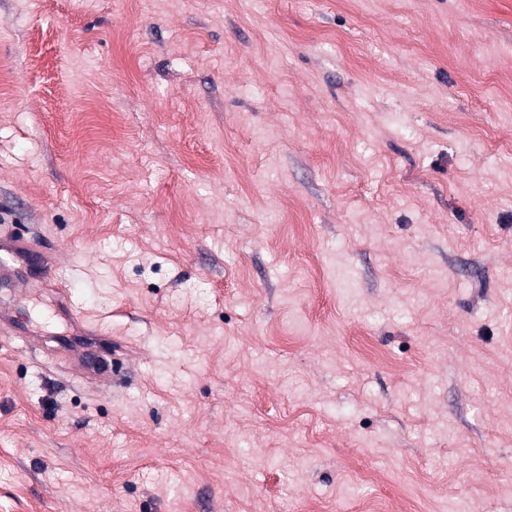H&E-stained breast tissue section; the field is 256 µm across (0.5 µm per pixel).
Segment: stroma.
I'll return each instance as SVG.
<instances>
[{
  "label": "stroma",
  "mask_w": 512,
  "mask_h": 512,
  "mask_svg": "<svg viewBox=\"0 0 512 512\" xmlns=\"http://www.w3.org/2000/svg\"><path fill=\"white\" fill-rule=\"evenodd\" d=\"M2 76L0 512H512V0H0ZM42 256L33 250L23 236H9L0 240V281L9 273L27 284L39 279ZM65 311L71 323L76 327L75 336H71L65 351L92 380L106 384L112 373V361L100 354L99 347L102 338L81 331L76 324L80 321L79 311L75 303H65Z\"/></svg>",
  "instance_id": "stroma-1"
}]
</instances>
